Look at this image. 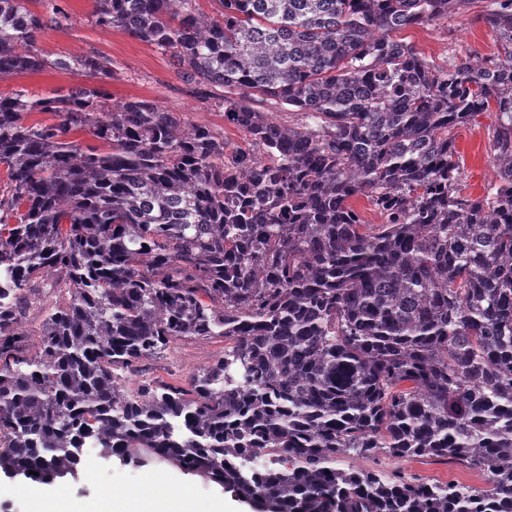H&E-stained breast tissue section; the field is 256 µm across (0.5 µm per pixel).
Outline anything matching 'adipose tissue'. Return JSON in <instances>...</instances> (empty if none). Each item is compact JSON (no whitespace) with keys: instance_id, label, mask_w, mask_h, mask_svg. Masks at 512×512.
<instances>
[{"instance_id":"obj_1","label":"adipose tissue","mask_w":512,"mask_h":512,"mask_svg":"<svg viewBox=\"0 0 512 512\" xmlns=\"http://www.w3.org/2000/svg\"><path fill=\"white\" fill-rule=\"evenodd\" d=\"M14 491L45 512H198L195 492L188 485L174 492L159 491L150 485L121 499L104 495L78 508L72 506L67 489L61 486L55 487L49 498L29 481L15 483Z\"/></svg>"}]
</instances>
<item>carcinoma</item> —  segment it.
I'll return each instance as SVG.
<instances>
[{
  "instance_id": "carcinoma-1",
  "label": "carcinoma",
  "mask_w": 512,
  "mask_h": 512,
  "mask_svg": "<svg viewBox=\"0 0 512 512\" xmlns=\"http://www.w3.org/2000/svg\"><path fill=\"white\" fill-rule=\"evenodd\" d=\"M214 2L93 0L92 20L171 53L243 132L229 153L156 103L110 105L106 60L37 46L60 10L0 0V80H98L0 92V469L50 482L90 442L256 512H512V0L480 15L497 60L448 68L396 33L481 0ZM487 112L499 181L464 196L453 130ZM45 292L32 346L18 316ZM196 337L228 346L187 385L122 384ZM350 451L486 487L336 469ZM84 79V80H81ZM95 81L88 78H76L68 72L47 68L37 73L16 75L0 82V91L10 92L17 87H24L31 94H47L53 90H61L67 93L79 83L91 85Z\"/></svg>"
}]
</instances>
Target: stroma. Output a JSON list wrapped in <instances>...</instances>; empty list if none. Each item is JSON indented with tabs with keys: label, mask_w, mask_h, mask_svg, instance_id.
I'll list each match as a JSON object with an SVG mask.
<instances>
[{
	"label": "stroma",
	"mask_w": 512,
	"mask_h": 512,
	"mask_svg": "<svg viewBox=\"0 0 512 512\" xmlns=\"http://www.w3.org/2000/svg\"><path fill=\"white\" fill-rule=\"evenodd\" d=\"M29 9L46 14L59 8L65 15L61 27L44 29L38 35V46L48 56L93 53L112 63V79L107 84L112 103L146 100L163 108L181 113L190 125H206L222 131L227 145L241 143L242 132L225 122L224 112L202 100L199 91L183 82L179 67L168 52L143 42L119 30H108L94 24L91 12L93 0H30ZM477 10H461L429 24L399 32L398 37L413 47L430 64L444 67L455 59L470 56L481 60L497 52L493 29L476 18ZM78 80L68 72L48 68L37 73L16 75L0 82V91L22 87L35 95L54 90L69 91ZM495 114L479 116L477 123L464 124L454 130L456 150L460 156L462 178L467 194L480 197L496 182L490 129ZM224 340H180L170 344L155 357L142 361L136 375L128 377L127 387L143 381H159L181 385L198 370L211 365L224 354ZM98 465L97 483H88L81 473L63 478L73 501L97 497L100 490L111 489L124 496L157 475L164 476L173 487L191 484L202 504H216L226 512H254L253 507L225 492L223 487L206 481L196 474L181 470L167 462L151 459L139 464L126 463L117 457L95 454ZM336 466L347 472L366 470L382 480L399 477L418 478L442 483L454 482L476 488L484 487L483 475L476 470L432 458L396 459L384 454L338 456Z\"/></svg>",
	"instance_id": "1"
}]
</instances>
